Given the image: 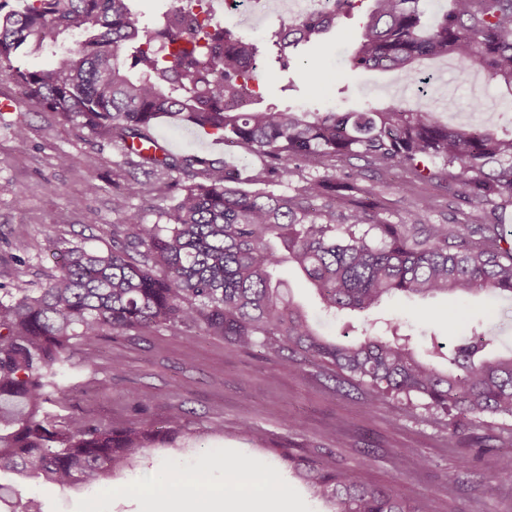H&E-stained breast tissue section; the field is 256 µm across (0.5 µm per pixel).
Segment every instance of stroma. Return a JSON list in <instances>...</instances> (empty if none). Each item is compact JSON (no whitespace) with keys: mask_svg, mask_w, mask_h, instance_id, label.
<instances>
[{"mask_svg":"<svg viewBox=\"0 0 512 512\" xmlns=\"http://www.w3.org/2000/svg\"><path fill=\"white\" fill-rule=\"evenodd\" d=\"M365 12L361 6L352 17L336 20L304 62L289 71L262 68L259 92L265 102L323 112L363 110L406 99L395 74L352 72L339 56L353 46ZM311 67L320 71V80L310 79ZM434 70L432 96L450 123L498 130L512 126V111L492 109L498 88L484 74L459 75L449 61L437 63ZM289 83L294 91L284 92ZM1 97L12 101L9 111L0 112L1 287L48 285L57 272L51 246H111L116 224L124 234H132L133 225L125 223L113 205L132 178H144L146 186L131 199V207L146 223H164V211L176 202L179 172L162 169L144 175L138 157L127 154L121 141L99 138L0 75ZM20 127L26 131L22 142L15 137ZM152 134L172 155L204 153L232 166L247 189L253 186L252 176L270 165L267 156L230 144L204 152L191 127L166 118L156 123ZM61 154L69 156L68 164L58 163ZM91 170L100 177L101 189L95 194L85 190ZM383 197L386 216L395 223L406 217L405 201L417 204L426 197L434 198L435 207L425 221L450 223L456 216L440 188L408 184L399 172L387 177ZM18 224L29 227L25 239L12 235ZM390 320L401 322L403 333L424 355L435 347L450 351L459 337L476 328L490 338V351L512 350V302L483 294L419 301L398 295L368 315L326 317L322 326L330 335L355 341L370 322ZM87 361V367L76 372L82 390L73 395L74 405L117 423L137 417L156 425L179 409L195 436L173 446L138 450L132 469L96 486L63 489L42 481L20 483L18 498L0 502V512H149L162 472L188 477L203 467L209 482L221 483L224 469L204 466L208 455L247 459L273 475L288 489V512H322L323 503L273 459L268 451L272 441L288 442L308 455L328 456L358 481L393 489L424 512H512V483L495 478L500 455L512 454L510 417H486L482 426L452 444L446 419L422 407L376 405L365 390L338 387L331 372L316 366L288 371L266 350H242L203 334L189 343L174 330L103 337ZM116 362L125 369L123 377L114 379L110 394L98 395V381L111 377ZM216 422L223 423V433H209ZM245 423L257 430L259 440L240 433Z\"/></svg>","mask_w":512,"mask_h":512,"instance_id":"35a3bbf8","label":"stroma"}]
</instances>
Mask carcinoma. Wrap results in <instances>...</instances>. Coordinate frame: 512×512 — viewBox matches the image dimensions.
I'll list each match as a JSON object with an SVG mask.
<instances>
[{
  "instance_id": "obj_1",
  "label": "carcinoma",
  "mask_w": 512,
  "mask_h": 512,
  "mask_svg": "<svg viewBox=\"0 0 512 512\" xmlns=\"http://www.w3.org/2000/svg\"><path fill=\"white\" fill-rule=\"evenodd\" d=\"M357 2L336 0L333 17L288 41L281 27L259 43L208 16L202 44L183 32L182 3L147 22L136 0H0L1 75L79 126L129 145L140 166L183 175L166 223L146 224L128 208L143 189L133 180L117 199L133 235L115 228L110 249H62L46 287L0 294V473L61 488L99 484L132 466L138 449L189 432L181 411L156 427L72 409L78 353L131 332L171 329L192 342L203 329L244 350H270L285 368L320 364L378 402H421L448 418L450 443L487 415L512 417V352L488 356V336L472 333L442 363L421 358L398 324L389 336L330 341L275 277L280 266H294L332 315L365 312L397 294L512 300V238L502 222L512 209V135L442 122L427 97L366 112L262 105L249 63L266 58L288 71ZM370 2L351 69L394 71L411 85L423 61L451 56L461 74L482 67L512 108V0H449L433 20L425 0ZM73 31L80 41L55 66L29 67V56ZM161 117L268 156L270 168L254 179L260 188H242L226 165L205 157L146 152ZM327 158L442 187L464 219L429 224L407 202L408 220L393 224L381 191L345 201L325 175L292 195L274 190ZM200 173L206 182H195ZM270 451L329 512H423L286 443Z\"/></svg>"
}]
</instances>
